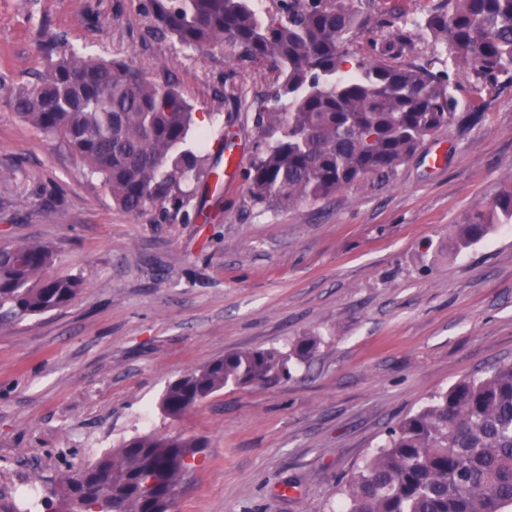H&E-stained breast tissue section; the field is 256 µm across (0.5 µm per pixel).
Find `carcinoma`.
<instances>
[{"label":"carcinoma","instance_id":"cac0c4a2","mask_svg":"<svg viewBox=\"0 0 512 512\" xmlns=\"http://www.w3.org/2000/svg\"><path fill=\"white\" fill-rule=\"evenodd\" d=\"M157 31L190 48H220L236 64L262 62L281 81L256 113L259 139L246 172L252 202L267 208L327 199L371 177L393 178L427 136L479 111L463 102L448 72L395 59L412 48L400 13L375 19L352 0H279L273 13L253 0H149ZM384 32L349 62L345 44L368 25ZM415 27L446 44L487 87L512 83V0H437ZM48 65L13 87L8 105L99 176L129 213L177 212L208 175L188 146L192 107L169 84L123 61L54 54L57 34L37 29ZM494 224H512V186L486 210L464 216L463 243ZM49 244L0 245V317L68 305L81 280L50 275ZM317 340L291 349L236 351L169 384L161 407L179 417L226 386L290 377ZM198 445L136 436L110 456L65 478L69 512H166ZM342 512H512V364L493 365L434 393L391 427L340 504Z\"/></svg>","mask_w":512,"mask_h":512}]
</instances>
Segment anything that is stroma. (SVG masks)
<instances>
[{"instance_id": "stroma-1", "label": "stroma", "mask_w": 512, "mask_h": 512, "mask_svg": "<svg viewBox=\"0 0 512 512\" xmlns=\"http://www.w3.org/2000/svg\"><path fill=\"white\" fill-rule=\"evenodd\" d=\"M141 67L194 110L210 162L236 134L242 171L178 215L119 209L99 178L0 106V244L48 242L66 307L0 320V512H65L62 480L138 435L197 442L171 512H334L388 429L435 392L512 362V226L458 225L512 185V86L480 90L443 43L406 62L451 72L481 109L420 144L388 182L287 208L243 174L278 74L157 32L147 0H0V74L46 68L33 31ZM314 337L273 386L225 387L184 415L160 399L224 354Z\"/></svg>"}]
</instances>
